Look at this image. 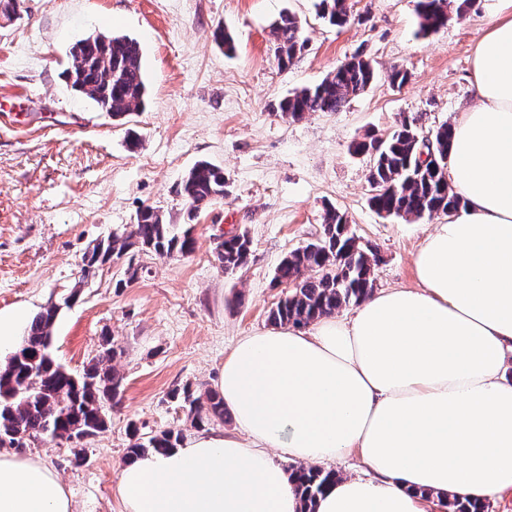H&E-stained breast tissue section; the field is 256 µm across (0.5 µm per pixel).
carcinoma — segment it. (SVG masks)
<instances>
[{
    "mask_svg": "<svg viewBox=\"0 0 512 512\" xmlns=\"http://www.w3.org/2000/svg\"><path fill=\"white\" fill-rule=\"evenodd\" d=\"M470 0H417L420 32L428 34L444 27L450 8L463 14ZM317 14L330 25L343 27L352 17L349 0H318ZM274 57L286 69L305 48L301 23L283 12L271 25ZM94 52L84 54L79 46L71 51L73 65L66 72L72 87L94 100L114 118L125 117L144 106L147 94L140 43L127 36H97ZM375 79L371 64L354 56L313 86L284 96L277 111L286 120H300L309 112H338ZM430 141L434 158L421 159L425 141ZM452 124L424 131L417 119L405 117L381 140L376 135L352 145L355 153L372 156L368 183L378 184L368 198L378 214L421 219L450 215L461 199L446 177ZM178 194L188 205V217L226 196L224 171L208 161L197 162L184 176ZM347 216L334 207L325 209L323 230L315 240L285 255L275 269L274 281L291 282L294 288L269 311L274 325L305 326L343 306L358 304L374 290L373 271L380 258L347 231ZM191 228L163 222L159 210L148 206L123 237L100 244L91 257L83 258L81 280H88L105 263L127 259L126 282L138 277L135 256L151 252L159 257L186 256L194 251ZM252 242L245 234L222 240L216 258L224 271L233 272L247 264ZM57 308L50 307L33 318L25 336L22 355L0 366V437L24 434L26 441L52 440L62 436L73 422L89 436L106 425V410L118 403L121 380L110 363L118 352L111 339H103L101 350L79 374H74L52 357V327ZM171 398L189 405L192 422L199 428L212 419L224 418V401L216 392L197 395L188 387L175 388ZM128 457L164 452L176 447L181 436L171 430L148 438L133 432ZM291 477L302 504V512H315L318 499L337 479L334 471L318 466H297ZM448 512H489L490 505L463 498L448 500Z\"/></svg>",
    "mask_w": 512,
    "mask_h": 512,
    "instance_id": "carcinoma-1",
    "label": "carcinoma"
}]
</instances>
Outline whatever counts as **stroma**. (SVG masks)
Masks as SVG:
<instances>
[{
    "label": "stroma",
    "mask_w": 512,
    "mask_h": 512,
    "mask_svg": "<svg viewBox=\"0 0 512 512\" xmlns=\"http://www.w3.org/2000/svg\"><path fill=\"white\" fill-rule=\"evenodd\" d=\"M354 21L337 28L314 0H19L0 13V313L27 326L55 306L52 353L79 372L103 337L118 350L121 395L105 430L75 463L68 444L23 447L66 483L78 512H122L118 474L131 442L164 430L196 429L169 391L213 390L224 357L243 336L269 328L287 288L273 283L280 260L322 231L324 211L344 212L380 257L376 289L415 286L412 257L430 218H385L369 205L370 159L351 146L391 133L402 117L429 130L453 121L470 99L472 54L490 26L489 0H472L439 31L418 32L416 0H352ZM302 25L306 47L280 69L270 26L282 10ZM236 44L226 52L221 31ZM93 35H127L142 48L144 110L114 121L65 77L71 51ZM359 55L372 85L339 112L287 121L274 105L319 83ZM406 70L403 86L393 70ZM139 139L129 148V134ZM224 170L227 195L195 218L177 188L198 161ZM194 225L195 249L141 253L127 287L124 264L80 281L87 248L127 232L139 211ZM247 234V264L224 271L215 248Z\"/></svg>",
    "instance_id": "stroma-1"
}]
</instances>
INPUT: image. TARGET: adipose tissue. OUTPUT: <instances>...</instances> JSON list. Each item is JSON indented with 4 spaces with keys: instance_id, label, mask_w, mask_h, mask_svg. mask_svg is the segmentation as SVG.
Listing matches in <instances>:
<instances>
[{
    "instance_id": "ef3b65f1",
    "label": "adipose tissue",
    "mask_w": 512,
    "mask_h": 512,
    "mask_svg": "<svg viewBox=\"0 0 512 512\" xmlns=\"http://www.w3.org/2000/svg\"><path fill=\"white\" fill-rule=\"evenodd\" d=\"M473 56L447 177L463 205L413 256L416 285L349 315L241 337L215 388L235 429L128 459L123 512H300L279 449L300 464L355 453L316 512H426L512 490V0ZM0 512H77L37 455L0 452Z\"/></svg>"
}]
</instances>
